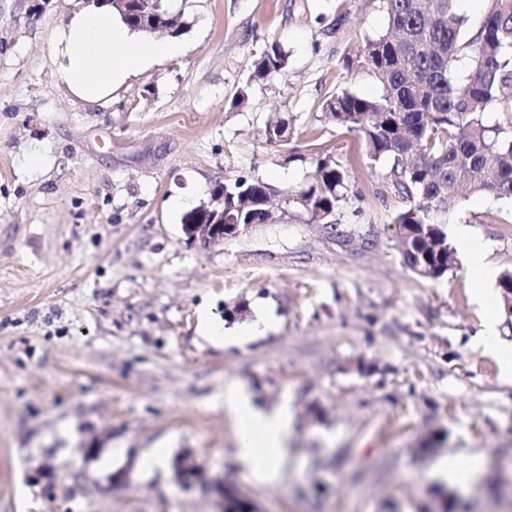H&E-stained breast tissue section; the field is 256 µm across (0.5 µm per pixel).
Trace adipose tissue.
Segmentation results:
<instances>
[{
  "label": "adipose tissue",
  "instance_id": "ef3b65f1",
  "mask_svg": "<svg viewBox=\"0 0 512 512\" xmlns=\"http://www.w3.org/2000/svg\"><path fill=\"white\" fill-rule=\"evenodd\" d=\"M182 52V46L177 43L131 30L108 7L71 13L68 21L57 29L52 43V57L60 82L73 97L99 107L106 106L113 91L132 74L159 60L178 57ZM456 245L467 259L472 296L483 311L484 345L491 353H498L495 297L487 287L495 277V270L484 246L467 228H460ZM273 326V317L264 314L249 324L227 331L214 323L207 311L199 313L201 334L229 344H244ZM224 407L237 423L242 460L260 480L276 478L286 458L287 411H260L244 392L234 388L225 391Z\"/></svg>",
  "mask_w": 512,
  "mask_h": 512
}]
</instances>
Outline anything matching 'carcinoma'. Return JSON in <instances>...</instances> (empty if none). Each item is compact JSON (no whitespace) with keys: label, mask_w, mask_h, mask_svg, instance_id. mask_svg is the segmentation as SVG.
I'll list each match as a JSON object with an SVG mask.
<instances>
[{"label":"carcinoma","mask_w":512,"mask_h":512,"mask_svg":"<svg viewBox=\"0 0 512 512\" xmlns=\"http://www.w3.org/2000/svg\"><path fill=\"white\" fill-rule=\"evenodd\" d=\"M387 29L365 39L344 67L363 70L380 86L374 97L345 87L321 102L336 126L356 134L366 156L390 161L394 186L408 201L395 218L401 255L413 274L438 281L455 268V249L448 243L441 214L460 198L491 195L512 201V121L490 123L494 109L512 112V0H485L477 23L458 8V0H381ZM130 18L170 30L176 38L186 23L169 11L167 0H129ZM469 60L460 73L455 62ZM288 55L278 41L265 45L253 63L246 85L233 106L249 104L254 82L286 67ZM269 143L286 144L288 122L270 119L264 131ZM310 186L288 195L285 203L311 222L338 224L349 179L329 156L311 161ZM224 207L237 208L240 224H273L266 201L277 193L260 180L238 178L216 182Z\"/></svg>","instance_id":"obj_1"}]
</instances>
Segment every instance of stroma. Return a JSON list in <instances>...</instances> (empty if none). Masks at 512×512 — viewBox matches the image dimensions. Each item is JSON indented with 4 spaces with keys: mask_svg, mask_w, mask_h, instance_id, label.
<instances>
[{
    "mask_svg": "<svg viewBox=\"0 0 512 512\" xmlns=\"http://www.w3.org/2000/svg\"><path fill=\"white\" fill-rule=\"evenodd\" d=\"M87 0H0V512H215L181 487L186 459L236 483L258 512H512V373L480 343L466 258L439 281L402 263L406 207L387 162L329 120L337 87L379 86L341 62L387 28L380 0H169L181 56L131 76L108 107L72 99L50 45ZM285 71L231 102L269 41ZM290 142L270 144L269 118ZM36 148L48 159L25 164ZM297 160H290V152ZM320 151L349 175L336 228L294 213L207 249L168 202H208L216 181L306 188ZM496 272L512 270V202L461 199ZM232 329L262 310L273 330L238 346L198 330L200 308ZM287 409L278 477L239 459L224 392ZM437 449L419 453L426 437ZM163 470L143 476L153 448ZM481 454L469 488L435 474L439 456Z\"/></svg>",
    "mask_w": 512,
    "mask_h": 512,
    "instance_id": "35a3bbf8",
    "label": "stroma"
}]
</instances>
